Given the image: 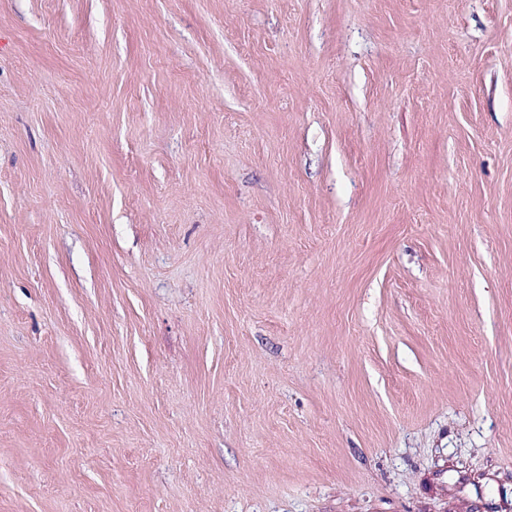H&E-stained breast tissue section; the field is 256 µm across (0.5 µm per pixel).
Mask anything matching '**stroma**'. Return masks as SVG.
Masks as SVG:
<instances>
[{
	"instance_id": "1",
	"label": "stroma",
	"mask_w": 512,
	"mask_h": 512,
	"mask_svg": "<svg viewBox=\"0 0 512 512\" xmlns=\"http://www.w3.org/2000/svg\"><path fill=\"white\" fill-rule=\"evenodd\" d=\"M0 512H512V0H0Z\"/></svg>"
}]
</instances>
